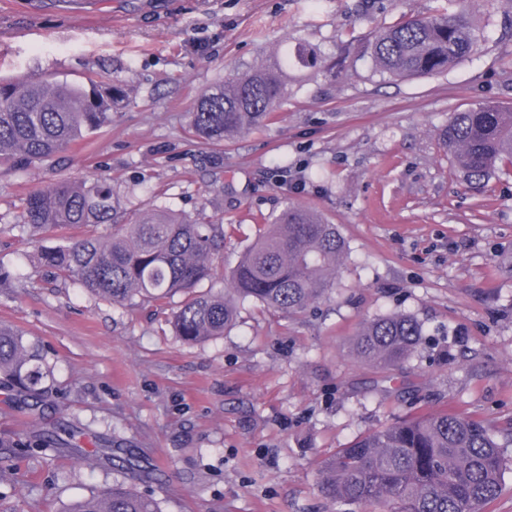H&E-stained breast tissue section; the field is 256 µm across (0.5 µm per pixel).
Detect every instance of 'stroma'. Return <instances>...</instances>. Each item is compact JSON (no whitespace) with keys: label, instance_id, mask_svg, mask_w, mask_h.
<instances>
[{"label":"stroma","instance_id":"35a3bbf8","mask_svg":"<svg viewBox=\"0 0 512 512\" xmlns=\"http://www.w3.org/2000/svg\"><path fill=\"white\" fill-rule=\"evenodd\" d=\"M481 33L446 72H380L369 41L446 9ZM310 50L265 125L221 145L193 137L199 96L275 53ZM0 78L123 86L112 122L48 161L0 169V323L51 368L43 405L0 390V512H64L123 479L102 458L15 444L57 426L102 436L149 475L161 512H337L321 466L358 436L448 409L512 427V167L472 188L440 133L452 113L512 109V0H0ZM111 179L124 209L223 223L208 287L261 218L296 205L338 226L331 293L288 316L248 300L224 335L175 336L174 302L115 306L39 267L24 197ZM405 314L423 337L399 367L359 359L370 320Z\"/></svg>","mask_w":512,"mask_h":512}]
</instances>
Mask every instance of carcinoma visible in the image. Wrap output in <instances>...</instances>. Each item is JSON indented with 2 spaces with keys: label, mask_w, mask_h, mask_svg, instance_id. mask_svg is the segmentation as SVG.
I'll list each match as a JSON object with an SVG mask.
<instances>
[{
  "label": "carcinoma",
  "mask_w": 512,
  "mask_h": 512,
  "mask_svg": "<svg viewBox=\"0 0 512 512\" xmlns=\"http://www.w3.org/2000/svg\"><path fill=\"white\" fill-rule=\"evenodd\" d=\"M479 42L462 14L414 16L372 36L376 65L393 76L444 72L467 58ZM288 94V55L271 57L203 93L191 115L192 134L221 143L270 120ZM125 97L114 86L100 91L57 83H0V166L45 160L69 150L84 132L112 123V107ZM469 182L479 185L495 169L512 165V110L480 106L454 112L441 133ZM65 237L39 251V261L91 297L113 305L158 302L176 294L173 328L197 343L224 335L237 306L255 300L288 315L305 312L335 284L346 250L334 224L290 206L265 221L231 271L232 292L199 290L211 278L224 247V225L197 224L171 209H122L107 179L61 182L29 194L18 227L49 236L73 228H97ZM423 336L411 316L390 315L363 325L355 355L384 369L405 362ZM50 370L39 346L0 324V389L40 399ZM82 432L57 427L31 448H66L86 457ZM502 444L483 421L466 414L433 412L397 420L357 438L323 466L321 490L339 505L369 512H484L501 489ZM126 476L69 504L65 512H160L158 501L137 490L142 467L130 459Z\"/></svg>",
  "instance_id": "carcinoma-1"
}]
</instances>
